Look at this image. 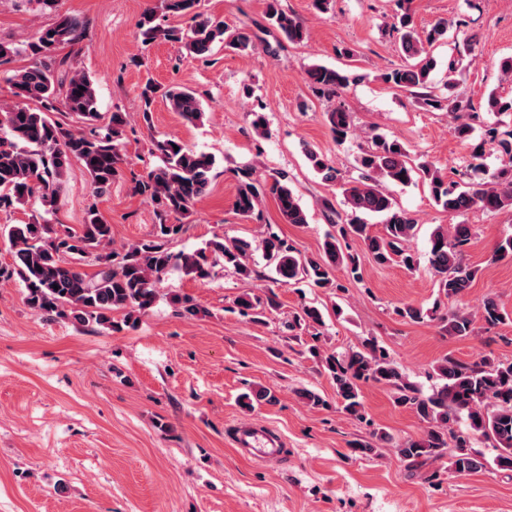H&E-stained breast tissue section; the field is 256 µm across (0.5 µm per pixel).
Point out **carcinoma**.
<instances>
[{"instance_id":"obj_1","label":"carcinoma","mask_w":512,"mask_h":512,"mask_svg":"<svg viewBox=\"0 0 512 512\" xmlns=\"http://www.w3.org/2000/svg\"><path fill=\"white\" fill-rule=\"evenodd\" d=\"M200 0H161V7L172 15L188 18L185 26H166L157 22L155 10L144 11L137 24L142 44L157 40L176 44L196 57L208 56L218 43L240 53L255 49L252 36L244 29L230 30L221 21L212 20L198 11ZM412 0H398V11L388 33L398 44L403 64L380 74L389 87L410 92L426 110L446 111L460 123L458 137L470 136L472 126L462 121L471 103L455 92L454 62L448 63L445 91L437 92L432 75L437 69L435 47L447 38L448 24L440 21L429 30H417L411 12ZM266 18L291 44L308 38L302 20L286 11L281 0H266ZM84 22L70 14H59L54 23L40 29L24 45L0 41V63L23 55L29 64L8 77L15 101L0 107V212H7L38 195L42 202L56 208L57 189L72 161L84 165L94 190L101 193L120 176V163L130 124L127 113L113 112L101 124L94 80L83 71L74 70L69 58L59 51L82 41ZM362 75L349 70L314 64L307 69L310 87L323 99L333 101L342 90L360 81ZM140 123L152 127V107L160 97L185 122L195 125L204 116L197 93L187 87L167 88L148 81L139 94ZM487 110L512 112V96L489 94ZM63 112L76 116L82 128L71 130L52 114ZM327 121L336 142L344 143L354 135L351 113L336 107L327 113ZM489 142H498L503 159L500 166L482 181L448 179L435 165L414 162L405 145L396 138L376 135L371 146L356 157L359 177L344 179L342 172L329 165L314 148L304 147L312 168L322 180L340 186L348 211L341 213L325 199L324 211L336 232L327 233L322 253L303 256L277 227L267 224L263 231L262 250L272 286L258 295L246 292L238 296L233 311L254 323H262L267 314L278 308L274 289L304 283L312 288L345 291L335 273L347 279L363 281L361 258L352 253L350 241L362 243L365 253L379 266L398 264L408 271L419 265L407 241L417 230V219L397 206L386 185H406L419 178L428 185L434 202L449 212L463 213L480 209L487 213L512 209V141L497 140L496 129L487 130ZM150 154L158 164L135 180L133 191L151 205L157 217L154 232L128 247L114 251L112 226L96 209L87 213L81 230L66 226L57 229L36 221L0 225V237L7 241L12 263L0 266V280L17 281L24 286V304L34 313L66 319L81 326L120 333L139 321L159 298L158 284L173 269L208 280L216 268L243 279L254 273L251 265L252 243L237 239L231 243L214 237L193 252L172 253L168 242L184 232L183 220L190 217L196 202L208 191L216 159L194 150L174 137H151ZM236 193L233 209L250 218L263 199L276 200L287 224H306L308 217L288 182V173L276 171L261 177L251 168L234 172ZM380 217L384 233L373 235L364 217ZM472 238L469 224H456L453 231L436 226L429 236V265L436 280L438 297L424 310L405 304L395 314L412 323L438 321L450 336H470L475 332L473 316L460 306L448 307L445 301H458L474 280L477 270L464 262ZM92 261L97 270L91 274L81 265ZM179 312L189 318L210 315L189 296L173 295ZM121 317H116V314ZM322 308L305 303L284 327L292 338L308 335L313 344L308 352L320 359L325 373L336 388V405L361 423H369L361 400V386L381 384L389 389L393 402L411 409L425 424L422 434L396 445L398 456L408 471L414 473L442 459L448 465L425 474L434 487L444 482V475L466 476L493 465L512 470V363L482 357L464 362L450 356L434 368L436 384L425 394L409 381L387 348L374 337L341 354H321L316 345L318 330L326 325ZM481 320L493 327L512 321L493 297L482 307ZM298 395L313 408H325L329 401L318 391L302 388ZM241 404L275 402L265 388L253 389L240 398ZM479 433L496 451L493 461L472 446V435Z\"/></svg>"}]
</instances>
